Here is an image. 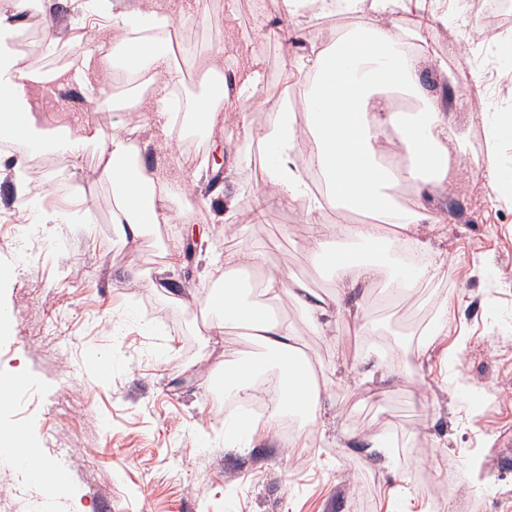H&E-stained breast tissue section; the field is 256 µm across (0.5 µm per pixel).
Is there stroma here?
<instances>
[{"mask_svg": "<svg viewBox=\"0 0 512 512\" xmlns=\"http://www.w3.org/2000/svg\"><path fill=\"white\" fill-rule=\"evenodd\" d=\"M82 2L64 0L55 47L37 42L28 57L9 53L11 29L0 27V64L76 67L71 51L112 35L111 18L84 15ZM158 3L172 25L193 31L179 43L188 69L225 50L221 123H188L164 143L157 131L141 135L149 143L141 162L166 181L173 214L192 211L193 223L176 234L162 224L118 235L112 187L96 171L104 142L140 116L122 105L97 112L77 87L34 100L38 128L76 141L77 153L18 139L0 147V314L9 324L0 370L26 378L0 400V427L22 432L26 449L68 475L48 497L0 459V512H512V140L499 146L498 173L482 166L488 116L512 113V16L503 33L481 40L491 0H401L391 14L365 7L297 21L280 0L260 10L252 0H205L201 15ZM346 23L395 25L419 60L420 97L448 110L447 184L395 196L399 207L421 204L444 218L432 245L448 263L407 299L386 301L383 270L357 289L365 319L380 327L373 336L343 316L321 336L292 300L271 303L326 380L313 436L279 426L234 435L225 423L240 410L222 408L218 384L226 357L212 325L224 267L213 255L252 244L311 291L330 286L308 252L306 197L226 232L229 210L248 212L259 184L237 158L275 102L301 112L282 86L300 81L297 63L329 49ZM242 46L264 67L246 127L233 112ZM63 180L84 181L85 196L58 195ZM443 298L448 325L417 357V333ZM378 361L388 377L362 384Z\"/></svg>", "mask_w": 512, "mask_h": 512, "instance_id": "1", "label": "stroma"}]
</instances>
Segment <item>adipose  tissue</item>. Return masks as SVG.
I'll list each match as a JSON object with an SVG mask.
<instances>
[{
	"label": "adipose tissue",
	"instance_id": "1",
	"mask_svg": "<svg viewBox=\"0 0 512 512\" xmlns=\"http://www.w3.org/2000/svg\"><path fill=\"white\" fill-rule=\"evenodd\" d=\"M169 14L154 6L121 11L112 16L111 53L86 51L75 73L56 72L46 76L22 68L0 71V85L63 88L79 84L99 92V107L112 104V96L101 88L98 77L114 64L148 68L157 76L152 100L134 98L130 108L141 114V123L156 128L162 135L174 129V115L167 112L168 94L177 81L170 65V48L146 38V31L169 24ZM375 40L387 47L385 54L365 58L352 54L347 41H337L329 51L317 53L312 62L314 82L305 95V124L314 137L315 162L328 184L323 198L313 199L310 211L332 208L337 216L353 211H371L375 220L365 224H343L334 227L317 220L305 226L309 252L318 270L334 266L336 275L329 294L307 296L303 285L275 272L270 256L249 246H242L224 255V302L222 318L225 325H237L253 336L265 350L262 360L237 359L224 370V389L235 398L253 397L255 381L266 364L279 370L280 394L266 421L275 427L283 415L296 413L301 417L298 429L310 436L309 422L321 399L323 381L312 366H301L300 338L292 324L267 314L264 304H244L236 286L237 274L260 271L264 274L262 295L271 300L290 298L308 317L320 334H327L335 314L346 313L357 323L360 332H367L359 309H341L346 297L353 295L372 277L390 255L414 250L425 255L418 266L393 268L389 277L392 292L407 295L413 288L433 279L447 262L446 256L432 250L431 241L439 237L444 223L425 208L399 210L381 205L379 199L389 189L411 185L417 191L440 185L448 180V113L432 103L424 116L409 120L389 100L369 103L371 87L386 82L408 90L415 89L417 64L413 56L399 53L397 35L388 28L373 32ZM224 54L216 52L200 67L201 95L186 101L185 110L198 124L216 123L224 110L222 98L210 92L220 82L224 71ZM299 129L292 113L277 112L275 122L259 137L258 142L269 155L266 183L268 192L259 195L250 222H259L269 200L296 197L304 193L306 183L295 161ZM400 143L410 148L414 160L400 169L383 166L379 156L385 145ZM105 163L97 174L99 180L111 183L116 196L112 215L121 236L138 235L144 224L168 222L167 188L151 169L132 165L135 146L128 136L116 135L103 146ZM0 450L12 455L16 465L37 483L59 487L56 470L46 468L19 445V438L0 433Z\"/></svg>",
	"mask_w": 512,
	"mask_h": 512
}]
</instances>
